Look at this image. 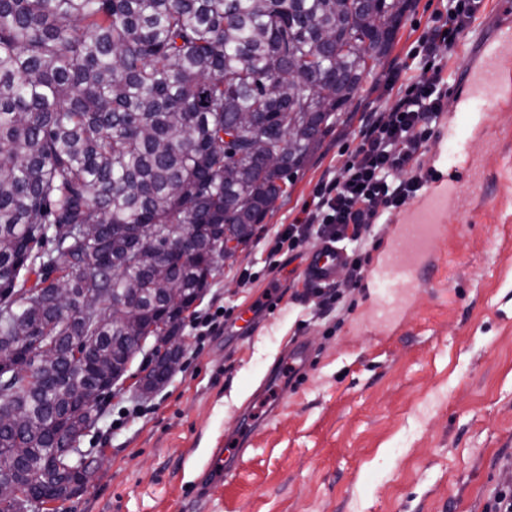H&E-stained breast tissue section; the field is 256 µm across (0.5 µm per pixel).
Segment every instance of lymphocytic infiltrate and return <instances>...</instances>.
<instances>
[{
    "label": "lymphocytic infiltrate",
    "mask_w": 512,
    "mask_h": 512,
    "mask_svg": "<svg viewBox=\"0 0 512 512\" xmlns=\"http://www.w3.org/2000/svg\"><path fill=\"white\" fill-rule=\"evenodd\" d=\"M483 2L448 0L408 63L388 77L394 100L363 117L354 151L316 184L301 217L278 229L275 251L295 250L312 238L340 242L350 257L347 286L357 287L381 218L406 206L430 178L422 159L446 108L448 60Z\"/></svg>",
    "instance_id": "obj_1"
}]
</instances>
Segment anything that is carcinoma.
<instances>
[{
	"instance_id": "obj_1",
	"label": "carcinoma",
	"mask_w": 512,
	"mask_h": 512,
	"mask_svg": "<svg viewBox=\"0 0 512 512\" xmlns=\"http://www.w3.org/2000/svg\"><path fill=\"white\" fill-rule=\"evenodd\" d=\"M408 2L0 0V352L16 372L0 378V417L21 418L0 425V489L33 499L17 510L0 494V512L72 498L59 443L96 426L130 331L164 317L179 333L224 260V230L252 240L391 51ZM257 137L288 153V173L252 154ZM183 230L195 252L161 279L156 244ZM58 289L93 294L101 319L62 317ZM87 336L75 366L70 344ZM38 343L57 355L29 385Z\"/></svg>"
}]
</instances>
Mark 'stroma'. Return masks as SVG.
<instances>
[{
    "instance_id": "obj_1",
    "label": "stroma",
    "mask_w": 512,
    "mask_h": 512,
    "mask_svg": "<svg viewBox=\"0 0 512 512\" xmlns=\"http://www.w3.org/2000/svg\"><path fill=\"white\" fill-rule=\"evenodd\" d=\"M443 0H410L390 55L361 82L348 112L287 187L251 242L224 261L194 313L231 308L208 336L182 326L178 371L150 396L113 390L79 443L88 486L58 512H487L512 480V0H485L448 63V107L424 158L429 189L448 194L428 281L399 291L390 315L373 279L408 211L369 248L340 311L316 316L301 273L309 244L267 253L315 185L357 142L363 113ZM503 79L485 111L461 109L483 50ZM263 304L252 325L243 312ZM312 357L270 401L260 386L295 339ZM249 432L233 474L207 480L212 450Z\"/></svg>"
}]
</instances>
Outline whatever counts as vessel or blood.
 <instances>
[{
    "mask_svg": "<svg viewBox=\"0 0 512 512\" xmlns=\"http://www.w3.org/2000/svg\"><path fill=\"white\" fill-rule=\"evenodd\" d=\"M501 78L502 71L496 56L484 55L479 78L467 91L468 99L473 102L482 100L487 86L499 82ZM446 205V198L432 197L429 206L417 214L414 223L405 225L399 247L382 270L387 284L396 288H408L419 282L422 271L419 261L435 238V216ZM346 263L345 250L338 244L325 240L310 251L303 273L312 284L324 285L337 279ZM248 447L249 442L244 439L235 444L232 451L215 449L212 456L215 478L219 479L231 473L237 461L243 459Z\"/></svg>",
    "mask_w": 512,
    "mask_h": 512,
    "instance_id": "obj_1",
    "label": "vessel or blood"
}]
</instances>
